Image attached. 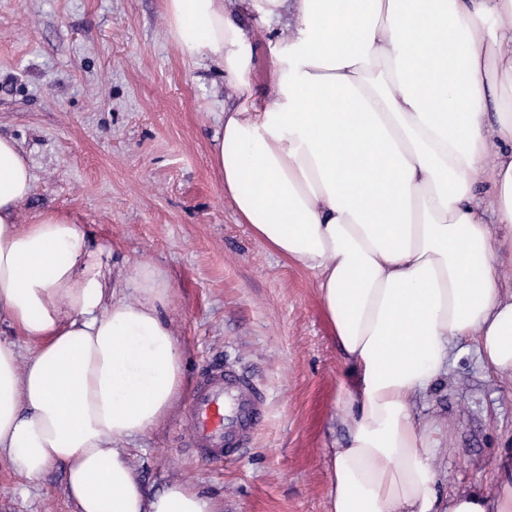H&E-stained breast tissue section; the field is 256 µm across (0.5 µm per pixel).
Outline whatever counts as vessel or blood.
I'll list each match as a JSON object with an SVG mask.
<instances>
[{
	"label": "vessel or blood",
	"mask_w": 512,
	"mask_h": 512,
	"mask_svg": "<svg viewBox=\"0 0 512 512\" xmlns=\"http://www.w3.org/2000/svg\"><path fill=\"white\" fill-rule=\"evenodd\" d=\"M261 421L251 380L233 368H216L203 373L195 385L185 444L209 457L232 461Z\"/></svg>",
	"instance_id": "obj_1"
}]
</instances>
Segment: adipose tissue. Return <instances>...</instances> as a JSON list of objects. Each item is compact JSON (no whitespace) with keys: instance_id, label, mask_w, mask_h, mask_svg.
<instances>
[{"instance_id":"obj_1","label":"adipose tissue","mask_w":512,"mask_h":512,"mask_svg":"<svg viewBox=\"0 0 512 512\" xmlns=\"http://www.w3.org/2000/svg\"><path fill=\"white\" fill-rule=\"evenodd\" d=\"M163 3L183 56L235 87L211 165L238 223L314 274L335 331L348 441L328 451L326 512H512V454L493 492L439 496L448 427L414 413L458 339L512 378V0ZM242 14L290 33L265 98ZM33 183L0 136V322L33 343L0 342V456L29 481L65 464L73 512H221L179 480L148 492L126 448L185 384L162 273L110 279L65 213L20 223Z\"/></svg>"}]
</instances>
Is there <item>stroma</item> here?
Wrapping results in <instances>:
<instances>
[{
  "label": "stroma",
  "mask_w": 512,
  "mask_h": 512,
  "mask_svg": "<svg viewBox=\"0 0 512 512\" xmlns=\"http://www.w3.org/2000/svg\"><path fill=\"white\" fill-rule=\"evenodd\" d=\"M163 0H0V134L34 174L22 219L44 210L80 224L93 261L128 274L157 268L163 316L185 360V387L164 422L128 443L149 491L179 479L223 512H324L325 456L343 441L336 394L345 366L314 275L237 223L210 164L211 136L234 87L211 59L189 61L167 38ZM288 31H260L253 83L267 96ZM417 411L448 423L440 492L490 488L512 451V380L487 373L472 341ZM246 374L264 419L239 457L185 448L181 424L205 370ZM66 468L37 481L0 459V512H70Z\"/></svg>",
  "instance_id": "stroma-1"
}]
</instances>
